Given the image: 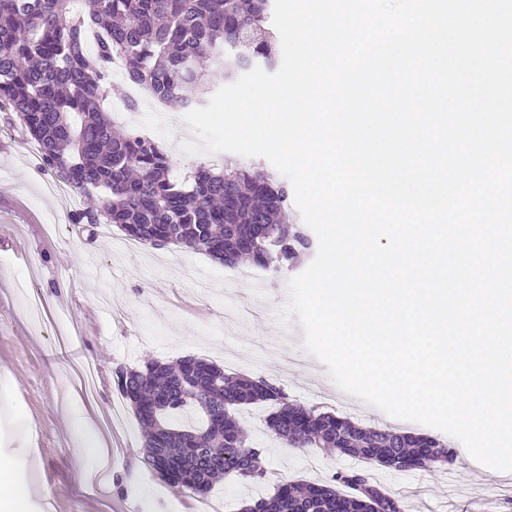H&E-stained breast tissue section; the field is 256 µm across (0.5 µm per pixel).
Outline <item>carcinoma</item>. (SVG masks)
Returning <instances> with one entry per match:
<instances>
[{"mask_svg": "<svg viewBox=\"0 0 512 512\" xmlns=\"http://www.w3.org/2000/svg\"><path fill=\"white\" fill-rule=\"evenodd\" d=\"M0 0V103L39 146L43 164L72 191L94 199L74 224H114L152 247L174 245L228 267L248 259L267 268L311 248L288 216V187L232 165L203 164L186 180L171 175L168 155L147 135L112 125L103 103L111 94L112 59L155 98L187 109L207 101L212 70L225 79L261 60L275 62L265 28L271 0ZM116 384L143 429L149 465L160 476L206 495L226 475L264 482L262 451L251 445L238 414L273 403L268 427L291 447L350 455L391 468L447 463L452 453L425 435L364 426L288 401L263 379L231 376L203 358L149 360L120 368ZM196 413L186 426L181 414ZM334 481L282 483L242 512H405L404 504L360 471Z\"/></svg>", "mask_w": 512, "mask_h": 512, "instance_id": "1", "label": "carcinoma"}]
</instances>
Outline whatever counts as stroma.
Listing matches in <instances>:
<instances>
[{
	"label": "stroma",
	"instance_id": "obj_1",
	"mask_svg": "<svg viewBox=\"0 0 512 512\" xmlns=\"http://www.w3.org/2000/svg\"><path fill=\"white\" fill-rule=\"evenodd\" d=\"M136 113L141 132L168 153L174 178L227 159L281 178L263 158L184 154L182 108L146 95ZM83 205L43 167L14 113L0 111V456L14 462L12 481L30 488V512H191L197 497L146 463L140 426L114 382L118 368L188 355L268 380L307 407L438 436L453 451L450 463L410 471L300 451L284 447L268 429L273 404L249 405L239 418L262 450L270 478L250 483L231 475L216 484L210 496L223 500L224 512H239L278 482L328 484L349 471L368 474L402 499L406 512H512V494L505 491L512 473L482 466L436 428L346 394L305 351L301 326L282 313L288 280L310 265L314 252L260 269L256 287L236 270L172 245L126 251L117 227L72 223ZM74 411L108 442L111 469L75 452Z\"/></svg>",
	"mask_w": 512,
	"mask_h": 512
}]
</instances>
